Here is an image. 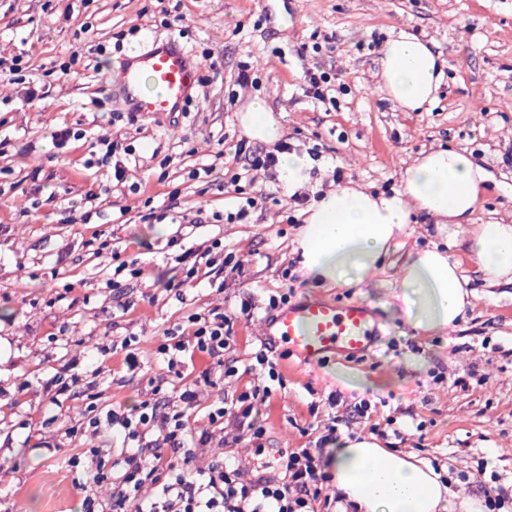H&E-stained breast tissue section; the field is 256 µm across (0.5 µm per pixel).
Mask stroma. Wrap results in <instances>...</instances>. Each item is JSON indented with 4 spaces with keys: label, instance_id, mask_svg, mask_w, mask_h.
<instances>
[{
    "label": "stroma",
    "instance_id": "1",
    "mask_svg": "<svg viewBox=\"0 0 512 512\" xmlns=\"http://www.w3.org/2000/svg\"><path fill=\"white\" fill-rule=\"evenodd\" d=\"M402 29L447 63L435 100L419 112L400 111L381 89L383 47ZM172 36L200 72L192 104L164 128L125 120L113 86L122 51ZM15 55L27 62L26 84L0 80V512H80L78 475L65 463L102 443L78 429L88 388L61 396L46 425L48 397L17 396L20 377L47 379L74 359L102 400L130 408L162 374L156 350L165 329L192 313H232L224 361L235 373L201 392L193 412L203 416L218 397L256 385L250 366L269 296L291 286L300 299L368 303L380 334L364 358L331 355L304 370L286 345L273 347L284 386L267 410V456L308 447L335 416L346 421L341 434L369 435L353 410L368 397L378 417L394 421L383 448L461 472L449 487L456 500L481 498L493 472L512 485V286H485L467 225L451 234L415 212L376 275L336 288L315 285L298 265L303 208L287 187L266 192L246 222L211 218L235 207L225 171L240 166L236 146L259 145L241 115L260 100L294 152L317 154L307 201L340 184L393 193L421 153L450 148L471 153L489 175L475 223L512 224V0H0V57ZM314 66L331 78V102L302 90L303 72ZM243 67L254 85L232 82ZM30 85L37 99H27ZM62 125L83 138L54 144L50 133ZM104 138L134 149L135 177L148 191L97 165ZM203 166L209 175L190 179ZM172 201L175 221L143 222ZM96 236L111 239L112 251L93 252L87 242ZM216 237L242 271L225 273L220 287L201 282L180 301L164 291L182 247L202 254ZM452 237L450 254L476 296L455 328L425 333L396 297L400 265L409 251ZM130 244L146 272L112 289V253ZM288 269L296 282L284 278ZM245 300L253 305L247 320L237 315ZM107 335L138 337L136 372L103 363ZM17 397L21 406L11 408ZM43 441L53 451L40 450Z\"/></svg>",
    "mask_w": 512,
    "mask_h": 512
}]
</instances>
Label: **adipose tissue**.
<instances>
[{
	"label": "adipose tissue",
	"mask_w": 512,
	"mask_h": 512,
	"mask_svg": "<svg viewBox=\"0 0 512 512\" xmlns=\"http://www.w3.org/2000/svg\"><path fill=\"white\" fill-rule=\"evenodd\" d=\"M443 68L425 42L398 31L383 49L382 89L402 111L421 110L433 101ZM487 180L469 154L439 149L416 158L393 194L336 187L304 212L297 240L302 267L319 285L364 283L417 210L441 224L469 225V251L486 285L512 283V224L473 221ZM398 287L408 321L424 332L453 328L470 303L459 261L434 247L404 257ZM327 464L337 491L360 512H451L453 507L448 487L428 463L386 450L375 438H341L330 448Z\"/></svg>",
	"instance_id": "1"
}]
</instances>
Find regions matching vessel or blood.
<instances>
[{"mask_svg": "<svg viewBox=\"0 0 512 512\" xmlns=\"http://www.w3.org/2000/svg\"><path fill=\"white\" fill-rule=\"evenodd\" d=\"M118 89L132 112L144 120L161 121L182 111L195 94L197 71L175 39L153 42L128 56L118 67ZM379 328L367 303L339 305L306 298L281 307L263 322V341L287 344L301 365L317 364L333 353L358 359L374 346Z\"/></svg>", "mask_w": 512, "mask_h": 512, "instance_id": "1", "label": "vessel or blood"}]
</instances>
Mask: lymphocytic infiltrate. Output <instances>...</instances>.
Wrapping results in <instances>:
<instances>
[{
  "label": "lymphocytic infiltrate",
  "mask_w": 512,
  "mask_h": 512,
  "mask_svg": "<svg viewBox=\"0 0 512 512\" xmlns=\"http://www.w3.org/2000/svg\"><path fill=\"white\" fill-rule=\"evenodd\" d=\"M289 150L283 142L273 152L250 151L231 183H276L278 156ZM234 319L217 311L193 313L164 330L157 351L167 375L179 384L176 403H169L157 387L152 398L132 410L89 402L84 428L116 434L122 445L86 448L69 457L68 467L83 468L86 474L80 485L82 512H127L148 487L154 494L145 512H337L336 499L323 493L333 480L323 454L338 440L343 417L325 425L314 447L284 451L270 460L261 446L271 384L282 379L267 350L256 351L254 367L267 373L269 385L247 388L228 401L217 398L207 409L205 425H197L188 414V407L198 402L200 387L214 386L216 373L224 368ZM228 417L236 432L224 444L230 447L245 439L253 443V478H245L242 466L221 454L207 469L192 468L197 449L210 446ZM103 481L113 486L106 507L92 492Z\"/></svg>",
  "instance_id": "1"
}]
</instances>
